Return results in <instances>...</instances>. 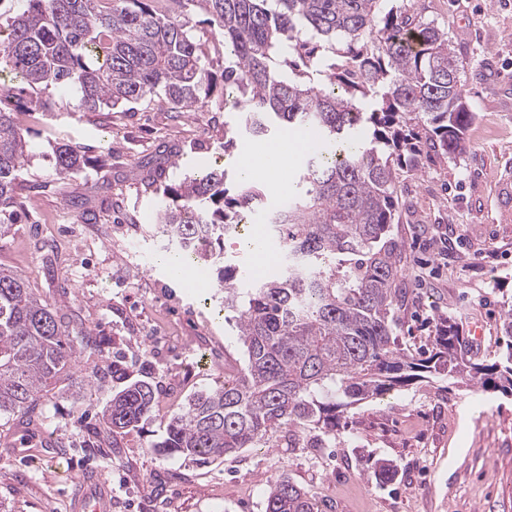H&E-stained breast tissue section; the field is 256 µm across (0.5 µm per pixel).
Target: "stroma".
I'll return each mask as SVG.
<instances>
[{
  "instance_id": "35a3bbf8",
  "label": "stroma",
  "mask_w": 512,
  "mask_h": 512,
  "mask_svg": "<svg viewBox=\"0 0 512 512\" xmlns=\"http://www.w3.org/2000/svg\"><path fill=\"white\" fill-rule=\"evenodd\" d=\"M425 18L447 28L464 60L463 79L477 114L464 160L431 158L423 171L398 169L394 236L407 295L394 331L401 349L431 347L438 316L462 333L482 331L475 352L493 360L500 315L512 307V0H414ZM217 82L207 113L169 112L154 101L133 109L83 110L73 87H55L49 112L18 107L27 130L21 196L27 223L0 239V264L62 303L73 328L91 331L97 355L81 357L72 375L37 402L29 423L0 417V512H68L69 483L92 468L112 482V512H264L265 495L288 475L320 512H512V397L479 385L417 382L362 403L330 447L292 448L287 432L209 464L157 455L152 443L191 393L223 384L244 354L215 280L191 288L162 262L155 231L159 196L150 171L168 184L197 165L240 168L262 143L239 136L233 154L224 137L238 112L224 104V56L209 50ZM83 147L87 166L63 182L53 147ZM131 376L148 366L166 397L144 427L117 447L90 444V419L109 404L99 382L113 358ZM64 457L34 455L42 436ZM394 465L382 482L367 461Z\"/></svg>"
}]
</instances>
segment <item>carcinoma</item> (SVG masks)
Listing matches in <instances>:
<instances>
[{"mask_svg":"<svg viewBox=\"0 0 512 512\" xmlns=\"http://www.w3.org/2000/svg\"><path fill=\"white\" fill-rule=\"evenodd\" d=\"M25 0L0 50V74L26 89H80L81 108L158 99L171 112L206 111L209 71L188 14L211 16L224 43V100L245 114V129L265 140L314 134L287 202L265 218L282 250L279 277L236 284L224 263V235L266 209L264 184L199 165L178 184L157 187L158 233L181 266L216 274L224 307L237 313L245 366L234 378L190 394L152 448L161 455L216 461L265 445L280 429L288 445L317 448L336 436L345 413L396 388L444 376L512 395V309L508 338L487 363L465 357L459 328L438 327L430 353L397 347L401 245L392 235L396 167L409 159H457L475 120L461 83L462 58L448 30L399 0ZM297 53L292 78L274 56ZM27 140L0 102V237L22 223L21 170ZM87 164L82 150L55 148V175ZM98 350L87 331L66 325L56 301L23 274L0 266V414L31 417L37 399L70 376L72 363ZM129 380L112 361V391L94 438H118L146 423L159 390L142 367ZM265 512H315L288 475L270 486Z\"/></svg>","mask_w":512,"mask_h":512,"instance_id":"cac0c4a2","label":"carcinoma"}]
</instances>
